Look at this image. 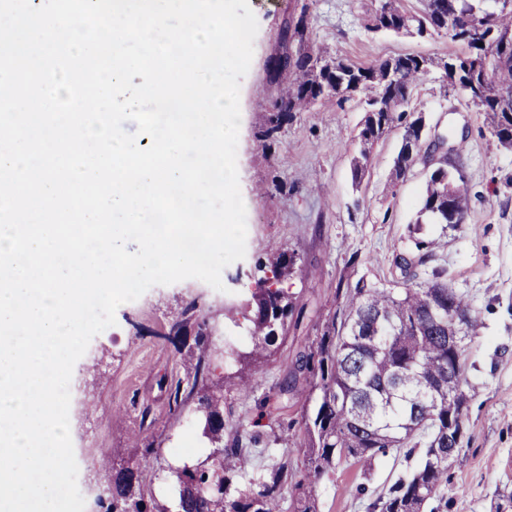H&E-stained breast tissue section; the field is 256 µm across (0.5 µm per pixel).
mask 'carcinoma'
<instances>
[{
    "instance_id": "carcinoma-1",
    "label": "carcinoma",
    "mask_w": 512,
    "mask_h": 512,
    "mask_svg": "<svg viewBox=\"0 0 512 512\" xmlns=\"http://www.w3.org/2000/svg\"><path fill=\"white\" fill-rule=\"evenodd\" d=\"M417 24L448 35L465 52L446 60L398 56L395 76L386 78L389 60L358 66L328 58L308 48V31L298 23L290 34L297 50L278 57L273 68L292 77L288 96L273 104L269 121L277 126L287 112H300L323 99L336 98L341 107L363 95L366 112L357 139L355 170L363 171L370 151L385 133L400 129L410 135L415 120L404 107L432 69L444 71L449 83L468 89L467 98L483 113L497 142L512 148V8L499 0H422L417 13L402 0H380L368 29L399 32ZM460 165L451 175L429 177L421 212L449 228L464 223L468 197L461 187ZM295 260L284 253L272 260L275 283L293 274ZM340 306L325 324L317 343L299 352L290 365L282 389L308 402L314 392L320 400L297 447L306 457V471L294 466L288 451L268 449L272 463L249 470L255 448L243 446L241 435L224 443V379L208 384L205 351L211 348L208 320L197 314V303L182 311L183 321H194L200 354L192 365L190 393L197 396L203 432L221 448L224 465L210 468L200 462L176 470L181 512H280V495L290 484L300 492L293 512H315L310 491L343 460L369 466L380 455L411 442L425 448L419 466L397 479L376 498L370 512H421L424 504L448 484V467L460 454L466 436L465 362L476 338L479 318L468 300L440 274L420 280L412 273L403 288L356 285L336 289ZM249 305L254 308L250 329L252 350L224 346V353L240 365H253L270 355V347L285 327L292 303L282 288H257ZM456 336V345L448 337ZM105 512H164L165 506L148 498L140 481L139 464L128 459L112 468Z\"/></svg>"
}]
</instances>
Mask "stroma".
Segmentation results:
<instances>
[{
	"instance_id": "35a3bbf8",
	"label": "stroma",
	"mask_w": 512,
	"mask_h": 512,
	"mask_svg": "<svg viewBox=\"0 0 512 512\" xmlns=\"http://www.w3.org/2000/svg\"><path fill=\"white\" fill-rule=\"evenodd\" d=\"M258 21L254 54L240 84L237 167L240 192L250 197L246 254L222 272L223 290L187 279L154 286L120 305L116 323L96 335L76 362L69 419L74 455L85 478L100 479L113 453L128 457L149 446L143 460L147 496L172 505L178 487L170 469L204 460L214 451L195 412V399L173 412L177 382L187 381L196 352L194 323L180 313L197 302L215 345L231 341L250 350L251 311L244 307L268 264L286 252L296 258L284 283L293 305L274 352L249 371V397L224 392V418L243 438L287 427L283 442L295 462L303 423L299 403L281 390L297 351L313 341L336 309L337 289L358 283L398 288L404 278L396 255L418 257V241L435 243L428 268L442 271L479 317L467 354V438L448 469L439 512H498L512 494V149L501 147L467 97L431 74L412 94L425 113L429 136L443 135L457 149L469 197L464 224L446 229L421 217L428 172L422 163L393 179L400 131L374 146L362 178H354L355 135L365 113L359 99L344 106L322 101L290 113L266 136L268 109L288 92L289 75L272 61L295 45L289 28L304 22L314 49L366 65L416 55L434 59L463 53L445 34L372 32L379 0H249ZM420 448L376 459L371 468L341 462L315 486L317 512H368L399 477L421 462Z\"/></svg>"
}]
</instances>
